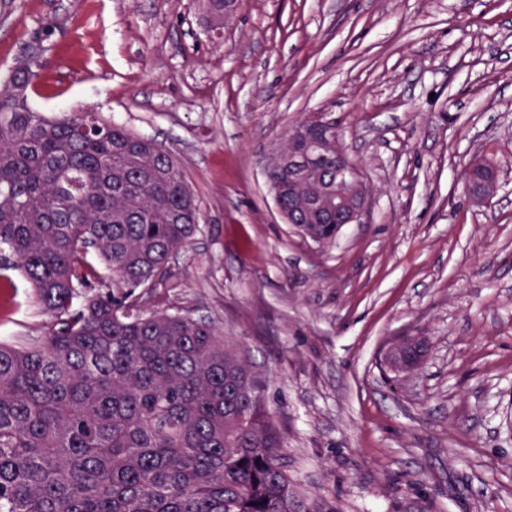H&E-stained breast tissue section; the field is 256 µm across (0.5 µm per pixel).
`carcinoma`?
I'll return each mask as SVG.
<instances>
[{"instance_id":"obj_1","label":"carcinoma","mask_w":512,"mask_h":512,"mask_svg":"<svg viewBox=\"0 0 512 512\" xmlns=\"http://www.w3.org/2000/svg\"><path fill=\"white\" fill-rule=\"evenodd\" d=\"M39 46L0 84V279L20 272L53 323L0 342V512H339L288 476L280 413L236 341L144 307L200 231L180 165L91 109L31 108L16 89ZM332 173L326 158L304 188Z\"/></svg>"}]
</instances>
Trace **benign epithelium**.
Masks as SVG:
<instances>
[{
  "instance_id": "obj_1",
  "label": "benign epithelium",
  "mask_w": 512,
  "mask_h": 512,
  "mask_svg": "<svg viewBox=\"0 0 512 512\" xmlns=\"http://www.w3.org/2000/svg\"><path fill=\"white\" fill-rule=\"evenodd\" d=\"M289 139L292 149L288 151V183H282L277 175L281 165L280 154L269 158L266 178L272 190L277 209L285 223H293V215L314 212L327 219L334 218L340 226L363 224L370 210V196L365 182L346 154L336 151V197H310L298 191L303 165L318 160L323 155L322 145L326 134L316 123L302 125L293 130ZM471 169L480 174L478 182L471 184L468 192L478 198L484 197L488 186L499 181L495 165L486 166L482 160L471 163ZM288 204H283V197ZM427 352L425 345L411 340L402 346L390 344L383 355L385 366L399 373L423 362Z\"/></svg>"
}]
</instances>
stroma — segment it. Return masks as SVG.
Segmentation results:
<instances>
[{
  "instance_id": "obj_1",
  "label": "stroma",
  "mask_w": 512,
  "mask_h": 512,
  "mask_svg": "<svg viewBox=\"0 0 512 512\" xmlns=\"http://www.w3.org/2000/svg\"><path fill=\"white\" fill-rule=\"evenodd\" d=\"M43 38L35 110L91 107L180 164L201 209L150 307L246 348L288 470L340 512H512V0H0V76ZM326 113L370 187L336 246L280 216L267 156ZM498 164L476 200L464 172ZM0 340L45 335L30 285ZM427 337L411 375L380 366Z\"/></svg>"
}]
</instances>
